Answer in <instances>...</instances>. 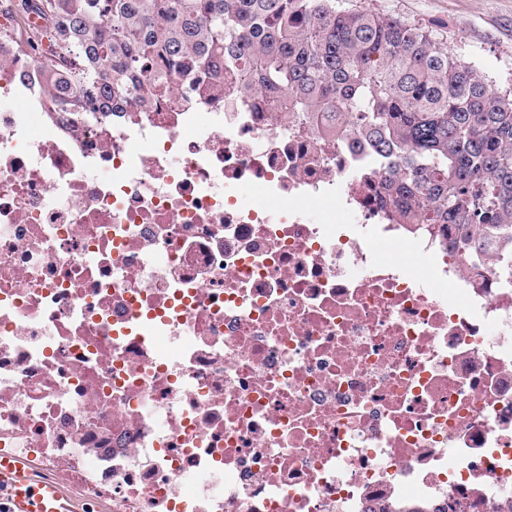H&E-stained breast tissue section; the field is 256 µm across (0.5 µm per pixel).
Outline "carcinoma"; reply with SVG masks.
<instances>
[{
	"instance_id": "carcinoma-1",
	"label": "carcinoma",
	"mask_w": 512,
	"mask_h": 512,
	"mask_svg": "<svg viewBox=\"0 0 512 512\" xmlns=\"http://www.w3.org/2000/svg\"><path fill=\"white\" fill-rule=\"evenodd\" d=\"M51 50L15 83L83 126L112 108L191 109L200 88L281 99L315 138L354 136L382 209L425 232L474 279L512 284V83L489 79L432 33L339 0H16ZM26 42L0 30V46Z\"/></svg>"
}]
</instances>
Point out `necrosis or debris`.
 I'll return each mask as SVG.
<instances>
[{
  "label": "necrosis or debris",
  "instance_id": "1",
  "mask_svg": "<svg viewBox=\"0 0 512 512\" xmlns=\"http://www.w3.org/2000/svg\"><path fill=\"white\" fill-rule=\"evenodd\" d=\"M15 69L0 456L62 512H512V286L388 223L351 141L205 95L76 136Z\"/></svg>",
  "mask_w": 512,
  "mask_h": 512
}]
</instances>
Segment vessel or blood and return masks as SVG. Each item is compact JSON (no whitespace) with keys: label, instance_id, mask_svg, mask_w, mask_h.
<instances>
[{"label":"vessel or blood","instance_id":"b4317fda","mask_svg":"<svg viewBox=\"0 0 512 512\" xmlns=\"http://www.w3.org/2000/svg\"><path fill=\"white\" fill-rule=\"evenodd\" d=\"M60 492L54 485H35L24 462L0 459V499L10 501L9 512H56Z\"/></svg>","mask_w":512,"mask_h":512}]
</instances>
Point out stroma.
<instances>
[{
	"label": "stroma",
	"instance_id": "obj_1",
	"mask_svg": "<svg viewBox=\"0 0 512 512\" xmlns=\"http://www.w3.org/2000/svg\"><path fill=\"white\" fill-rule=\"evenodd\" d=\"M432 31L443 48L495 81L512 82V0H364Z\"/></svg>",
	"mask_w": 512,
	"mask_h": 512
}]
</instances>
